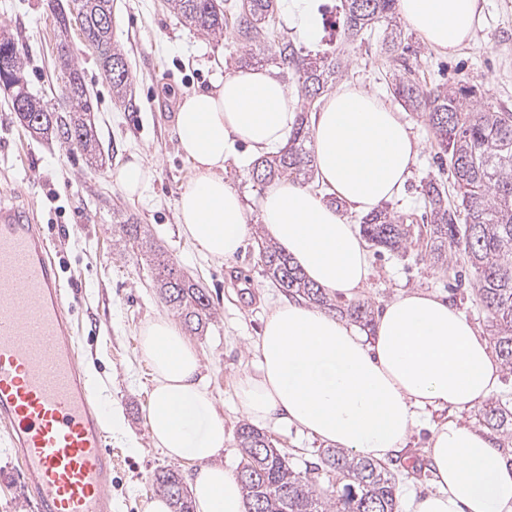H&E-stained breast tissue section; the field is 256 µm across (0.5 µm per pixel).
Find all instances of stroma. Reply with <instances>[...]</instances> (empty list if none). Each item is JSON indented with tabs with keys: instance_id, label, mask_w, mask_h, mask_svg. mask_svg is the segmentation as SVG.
<instances>
[{
	"instance_id": "obj_1",
	"label": "stroma",
	"mask_w": 512,
	"mask_h": 512,
	"mask_svg": "<svg viewBox=\"0 0 512 512\" xmlns=\"http://www.w3.org/2000/svg\"><path fill=\"white\" fill-rule=\"evenodd\" d=\"M0 0V33L14 37L26 61L30 91L50 111L63 113L67 76L56 63L61 32L57 9H71V0ZM339 0H317L323 27L318 42L302 44L303 53L333 56L343 36ZM480 21L468 45L452 54L416 40L410 64L434 84H464L478 90L482 103L512 110V0H479ZM68 39L78 47L77 64L90 92L91 118L101 141L103 163L92 168L68 144L29 133L8 106L0 89V197L26 204L35 223L48 236L58 263L67 307L74 323L77 359L101 398L120 407L124 432L108 433L112 466V512H144L158 496L154 476L172 469L182 478L191 470L156 448L146 415L152 390L151 368L140 352V330L149 320L168 314L151 269L121 240L112 225L115 215L133 216L151 241L178 264L186 280L206 288L213 316L207 330L192 335L201 360V377L212 393L227 433L224 466L237 470L241 461L234 382L254 373L258 359L251 347L266 314L284 294L268 276L259 254L261 237L251 232L238 255L216 261L201 255L179 232L176 202L192 176L174 134L179 99L211 87L220 76L239 67L242 52L232 32L211 35L186 25L168 0H113L112 41L127 58L130 92L113 96L98 57L85 45L78 28ZM393 66L379 40L351 51L343 83L360 85L384 101ZM402 116L421 144L411 178L385 209L420 218L424 211L422 183L438 171V148L425 114L403 109ZM151 171L141 197H130L115 180L132 159ZM372 275L360 302L371 310L398 291L419 288L442 295L483 336L491 322L478 305L470 270L454 272L426 255L425 236H413L405 248L371 254ZM297 470L316 462L323 445L296 428L267 433ZM427 426H419L398 457L386 461L399 493L421 495L434 490L427 456ZM28 480L0 430V512H34Z\"/></svg>"
}]
</instances>
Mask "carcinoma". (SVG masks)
Segmentation results:
<instances>
[{
  "label": "carcinoma",
  "mask_w": 512,
  "mask_h": 512,
  "mask_svg": "<svg viewBox=\"0 0 512 512\" xmlns=\"http://www.w3.org/2000/svg\"><path fill=\"white\" fill-rule=\"evenodd\" d=\"M346 40L365 41L385 27L382 43L394 66V93L415 110L427 114L440 154L448 168L422 187L428 213L429 255L434 262L463 259L476 273L480 303L494 327L492 344L501 363L512 369V112L493 105L474 104L476 91L447 89L418 77L404 57L408 37L395 20L397 0H340ZM85 39L96 48L102 68L122 65V74L110 78L112 93L124 99L130 87L124 52L112 43V26L102 18L112 14V0H83ZM171 8L190 26L221 34L230 27L249 63L268 58L283 75L297 77L299 92L314 110L319 96L344 76L347 61L338 53L331 58L309 60L275 29L276 0H244L219 5L218 0H171ZM60 65L69 70V110L48 111L28 90L25 62L14 39L0 35V77H4L12 104L21 100L28 111L15 110L20 124L31 132L52 135L81 152L86 160L101 154L100 141L88 122L91 100L77 68L76 50L66 41L58 44ZM313 131L302 118L288 137V147L278 154L256 159L253 180L263 183L294 177L301 184L313 179L315 157ZM120 230L131 248H144L140 225L129 217ZM370 245L397 250L412 237V225L387 212H376L361 221ZM267 273L290 297L326 306V293L307 282L286 255L274 248L262 251ZM150 265L160 298L183 321L199 332L212 315L204 288L184 279L177 263L161 250H152ZM484 421L491 428L512 431V407L490 404ZM243 460L238 477L252 506L251 512H396V483L384 467L365 456L326 449L310 471L301 472L264 434L243 425L238 432ZM335 472L346 480L342 490L329 497L315 489L322 475ZM156 485L172 512H193L189 493L172 470L155 475Z\"/></svg>",
  "instance_id": "1"
}]
</instances>
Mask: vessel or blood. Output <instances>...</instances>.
I'll use <instances>...</instances> for the list:
<instances>
[{"mask_svg":"<svg viewBox=\"0 0 512 512\" xmlns=\"http://www.w3.org/2000/svg\"><path fill=\"white\" fill-rule=\"evenodd\" d=\"M107 412L76 358L44 231L28 210L0 204V427L37 512H112Z\"/></svg>","mask_w":512,"mask_h":512,"instance_id":"obj_1","label":"vessel or blood"}]
</instances>
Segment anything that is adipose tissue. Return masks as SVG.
<instances>
[{"label": "adipose tissue", "mask_w": 512, "mask_h": 512, "mask_svg": "<svg viewBox=\"0 0 512 512\" xmlns=\"http://www.w3.org/2000/svg\"><path fill=\"white\" fill-rule=\"evenodd\" d=\"M290 29L318 41L314 0H281ZM403 21L433 49L454 53L473 37L478 0H398ZM297 120L295 99L275 72L239 68L212 88L184 95L175 130L194 175L178 203L180 231L205 256L233 258L249 234L239 191L224 179L238 145L254 155L283 147ZM317 177L327 202L289 180L273 182L259 221L267 239L327 294L353 298L371 275L368 250L348 212L368 214L394 199L411 174L419 143L400 112L357 85L329 93L312 120ZM153 374L147 424L157 447L194 464L195 512H249L238 476L222 460L226 431L200 377L194 344L169 318L141 330ZM257 374L235 381L240 413L253 425L295 427L337 448L387 460L413 429L430 421L428 457L437 489L402 502V512H512V464L496 440L461 412L499 389L500 367L487 340L446 299L405 290L377 313L371 333L286 298L253 343Z\"/></svg>", "instance_id": "1"}]
</instances>
